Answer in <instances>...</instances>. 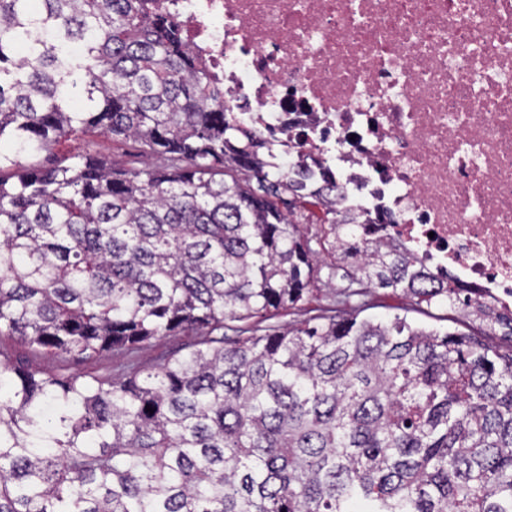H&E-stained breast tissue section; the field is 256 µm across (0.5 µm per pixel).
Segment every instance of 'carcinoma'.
<instances>
[{
    "label": "carcinoma",
    "mask_w": 512,
    "mask_h": 512,
    "mask_svg": "<svg viewBox=\"0 0 512 512\" xmlns=\"http://www.w3.org/2000/svg\"><path fill=\"white\" fill-rule=\"evenodd\" d=\"M220 96L152 0H0V338L87 359L194 337L103 378L0 346V512H512V316H361L370 288L471 299L394 245L351 253ZM95 131L152 162L61 152ZM303 218L348 285L283 330L317 262ZM188 336H168L160 340H154L145 345L136 353L137 362L141 370H146L157 361L158 358L170 355L177 351H186L185 347L191 341Z\"/></svg>",
    "instance_id": "obj_1"
}]
</instances>
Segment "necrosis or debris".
I'll return each mask as SVG.
<instances>
[{
  "instance_id": "obj_1",
  "label": "necrosis or debris",
  "mask_w": 512,
  "mask_h": 512,
  "mask_svg": "<svg viewBox=\"0 0 512 512\" xmlns=\"http://www.w3.org/2000/svg\"><path fill=\"white\" fill-rule=\"evenodd\" d=\"M155 2L273 168L329 170L358 252L512 302V0Z\"/></svg>"
}]
</instances>
